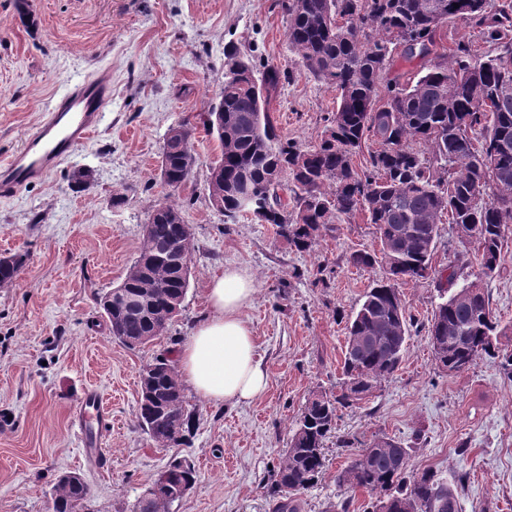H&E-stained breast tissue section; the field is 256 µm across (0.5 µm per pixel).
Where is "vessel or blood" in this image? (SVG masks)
<instances>
[{"label":"vessel or blood","instance_id":"1","mask_svg":"<svg viewBox=\"0 0 512 512\" xmlns=\"http://www.w3.org/2000/svg\"><path fill=\"white\" fill-rule=\"evenodd\" d=\"M110 96L111 90L102 80L87 77L59 98L40 127L7 161L0 163V197L16 196L86 143ZM110 423L101 394L93 388L84 391L74 409L73 426L85 456H99Z\"/></svg>","mask_w":512,"mask_h":512}]
</instances>
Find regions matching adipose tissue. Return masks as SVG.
I'll use <instances>...</instances> for the list:
<instances>
[{
    "instance_id": "1",
    "label": "adipose tissue",
    "mask_w": 512,
    "mask_h": 512,
    "mask_svg": "<svg viewBox=\"0 0 512 512\" xmlns=\"http://www.w3.org/2000/svg\"><path fill=\"white\" fill-rule=\"evenodd\" d=\"M255 292L253 276L241 266L228 264L213 274L206 313L177 351L180 380L209 402L234 407L267 387L254 329L244 315Z\"/></svg>"
}]
</instances>
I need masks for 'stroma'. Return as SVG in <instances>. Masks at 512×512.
Returning a JSON list of instances; mask_svg holds the SVG:
<instances>
[{"label": "stroma", "instance_id": "35a3bbf8", "mask_svg": "<svg viewBox=\"0 0 512 512\" xmlns=\"http://www.w3.org/2000/svg\"><path fill=\"white\" fill-rule=\"evenodd\" d=\"M276 0H0V160L39 124L54 100L89 72L109 73L112 100L98 133L45 178L0 198V254H20V275L0 288V512H50L59 476L77 472L90 495L81 512H135L143 489L175 460L195 482L171 512H273L271 487L307 400L340 392L346 323L381 267L347 262L378 249L362 213L319 232L297 251L276 227L228 220L212 204L209 173L221 155L200 126L224 82V53L289 69L269 109L285 140L318 144L336 90L308 77L290 51ZM194 125L197 165L175 199L193 234L191 276L177 315L153 342L116 340L97 304L137 259L149 215L168 189L160 165L172 125ZM88 168L79 187L74 171ZM123 203H114L115 195ZM474 245L443 223L433 272L455 264L459 283L479 272ZM243 266L257 292L245 309L268 372L265 392L236 408L186 393L195 422L189 444L162 448L137 423L139 374L174 357L205 308L206 282ZM512 351V229L500 268L482 281ZM412 323L399 370L358 405L338 411L325 466L299 496L300 512L349 503L368 512V493L338 481L375 436L411 450V470L464 480L461 512H512V380L498 361L460 373L435 364L427 326L441 301L433 277L401 285ZM104 395L112 421L98 460L86 462L72 415L84 390Z\"/></svg>", "mask_w": 512, "mask_h": 512}]
</instances>
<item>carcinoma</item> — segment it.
I'll return each instance as SVG.
<instances>
[{"label":"carcinoma","mask_w":512,"mask_h":512,"mask_svg":"<svg viewBox=\"0 0 512 512\" xmlns=\"http://www.w3.org/2000/svg\"><path fill=\"white\" fill-rule=\"evenodd\" d=\"M460 2L459 14H439L436 5ZM288 21L290 50L315 81L334 87L336 107L327 118L320 143L302 149L282 141L266 108L289 72L263 65L256 76L253 60L227 51L224 95L203 113V125L221 146L210 167V184L223 193L217 209L234 220L242 212L239 192L256 198L252 217L273 224L297 250H313L320 227L356 212L375 225L379 251L356 250L347 261L356 268L380 265L373 282L351 316L343 357L342 392L334 400L316 395L295 422L273 490L275 512H297V495L324 467V445L336 426L340 407H353L388 381L403 359L407 317L398 285L430 276V257L443 215L463 227L478 245L481 274L488 277L501 263L502 241L512 225V3L498 0H278ZM461 19L479 30L495 54L481 53L469 42L449 51L437 49L443 24ZM427 60L404 82L382 84L394 58ZM181 150H163L161 178L170 196L155 205L132 270L147 269L165 288L151 310L116 305L112 321L125 337L154 340L166 330L168 305L185 296L189 279L165 262L172 245L190 232L180 205L171 195L193 170L185 160L193 129L181 124ZM376 150L362 169L353 156L363 144ZM419 141L433 148L424 159L413 148ZM288 182L292 204L278 189ZM23 259L0 264V281H12ZM448 298L436 307L428 327L439 369L458 373L478 360H499L512 378V352L499 347L504 334L480 280L456 286L448 265ZM180 403L159 414L146 388ZM137 420L161 447L181 445L190 435L193 413L186 408L175 366L160 357L140 374ZM411 449L378 437L369 442L338 480L375 497L374 512H442L439 503L458 501L457 486L426 471L410 473ZM175 483L195 482L190 463L170 465ZM53 512H72L85 500V486L56 484ZM176 499L168 493L140 496L136 512H169Z\"/></svg>","instance_id":"carcinoma-1"}]
</instances>
